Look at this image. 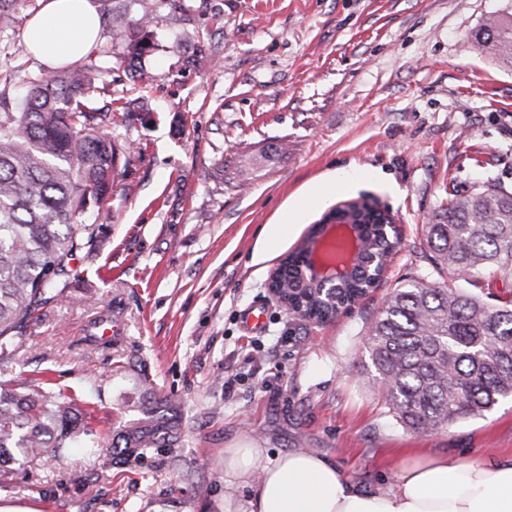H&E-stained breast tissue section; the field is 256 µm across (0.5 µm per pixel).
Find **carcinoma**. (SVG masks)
<instances>
[{"label":"carcinoma","mask_w":512,"mask_h":512,"mask_svg":"<svg viewBox=\"0 0 512 512\" xmlns=\"http://www.w3.org/2000/svg\"><path fill=\"white\" fill-rule=\"evenodd\" d=\"M30 0H0V36L14 30ZM112 24L125 42L115 58L140 81L150 79L138 62L151 49L148 23L123 14ZM479 41L512 63V23L486 20ZM106 93L100 69L76 62L53 73H32L25 91L13 92V73L0 70V363L22 346L34 313L68 289L79 257L100 247L102 227L84 222L89 209L110 204L114 172L136 156L112 139L120 111L94 107ZM438 278H416L383 302L367 344L378 379L393 386L384 403L407 430L437 432L485 415L512 400V189L486 179L472 191L448 192L427 227ZM300 250L281 264L276 287L305 298L301 320L328 315L300 291ZM88 401L40 379L0 382V480L6 464L59 456L69 448H98ZM169 399L142 410L132 425L113 432L122 456L171 446L180 437Z\"/></svg>","instance_id":"1"}]
</instances>
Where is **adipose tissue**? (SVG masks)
<instances>
[{"instance_id":"1","label":"adipose tissue","mask_w":512,"mask_h":512,"mask_svg":"<svg viewBox=\"0 0 512 512\" xmlns=\"http://www.w3.org/2000/svg\"><path fill=\"white\" fill-rule=\"evenodd\" d=\"M22 33L24 49L55 68L96 45L94 0H42ZM224 481L247 498L225 495L224 512H512V456L467 459L419 454L401 462L385 487L362 488L328 458L298 448L265 460L260 448L224 451Z\"/></svg>"}]
</instances>
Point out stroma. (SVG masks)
I'll return each instance as SVG.
<instances>
[{
    "mask_svg": "<svg viewBox=\"0 0 512 512\" xmlns=\"http://www.w3.org/2000/svg\"><path fill=\"white\" fill-rule=\"evenodd\" d=\"M150 20L132 82L104 21L91 58L112 101L144 120L113 127L141 154L117 172L103 245L26 331L0 380L93 391L100 447L12 465L0 512H224V451L326 455L375 486L424 449L512 455V401L445 430L406 431L373 378L367 329L394 288L432 275L425 226L449 190L512 188V65L474 36L512 0H97ZM492 158V166L478 159ZM368 197L401 240L380 288L323 324L268 291L272 270L336 204ZM292 230L266 248L265 225ZM261 306L264 323L244 315ZM111 313V348L81 344ZM179 406L173 447L123 459L113 429L149 401Z\"/></svg>",
    "mask_w": 512,
    "mask_h": 512,
    "instance_id": "35a3bbf8",
    "label": "stroma"
}]
</instances>
